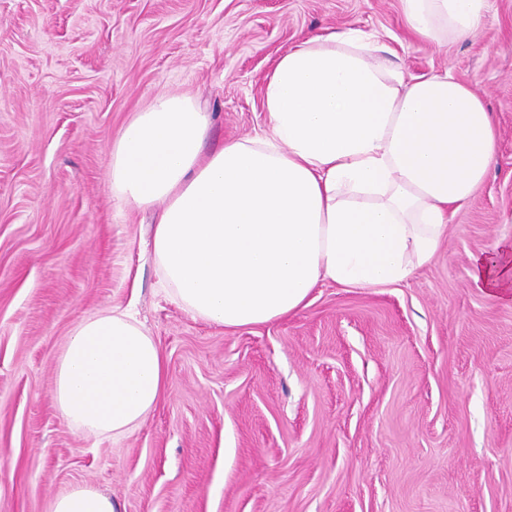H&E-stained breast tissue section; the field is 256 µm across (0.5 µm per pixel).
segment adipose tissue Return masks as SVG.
I'll return each instance as SVG.
<instances>
[{"label": "adipose tissue", "instance_id": "ef3b65f1", "mask_svg": "<svg viewBox=\"0 0 512 512\" xmlns=\"http://www.w3.org/2000/svg\"><path fill=\"white\" fill-rule=\"evenodd\" d=\"M417 37L464 40L488 0H400ZM348 29L308 39L277 61L263 91L268 133L205 152L206 113L158 94L112 145L115 195L153 210V251L174 300L228 328L306 308L318 284L380 288L439 252L448 223L497 148L485 103L451 70L405 78ZM474 284L512 294V243L471 259ZM164 355L128 314L80 321L55 367L53 400L89 436L120 438L155 409ZM51 512H116L88 485Z\"/></svg>", "mask_w": 512, "mask_h": 512}]
</instances>
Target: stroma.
<instances>
[{
	"label": "stroma",
	"mask_w": 512,
	"mask_h": 512,
	"mask_svg": "<svg viewBox=\"0 0 512 512\" xmlns=\"http://www.w3.org/2000/svg\"><path fill=\"white\" fill-rule=\"evenodd\" d=\"M349 28L484 100L483 183L401 284L322 283L263 326L193 317L162 285L151 210L112 190L113 141L161 92L208 112L205 150L263 135L280 56ZM504 241L512 0L442 42L412 35L400 0H0V512H50L77 484L118 512H512V300L470 276ZM116 309L158 341L167 387L132 434L97 438L57 411L54 366L80 320Z\"/></svg>",
	"instance_id": "35a3bbf8"
}]
</instances>
